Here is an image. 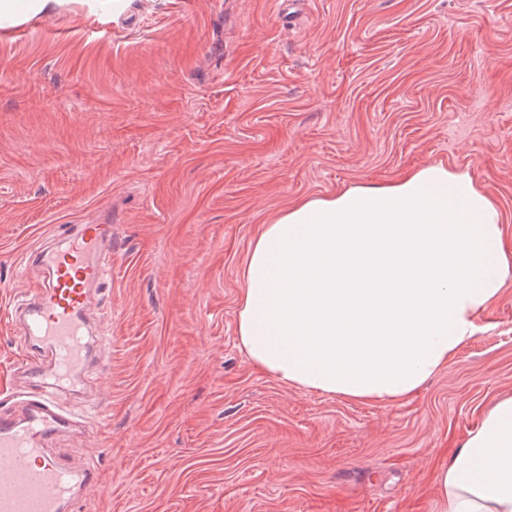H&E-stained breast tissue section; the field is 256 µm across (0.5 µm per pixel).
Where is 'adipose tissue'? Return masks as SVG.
<instances>
[{
    "mask_svg": "<svg viewBox=\"0 0 512 512\" xmlns=\"http://www.w3.org/2000/svg\"><path fill=\"white\" fill-rule=\"evenodd\" d=\"M237 336L280 381L353 401L411 395L479 331L512 280L497 202L466 173L300 201L264 225L242 272ZM436 512H512V396L436 474Z\"/></svg>",
    "mask_w": 512,
    "mask_h": 512,
    "instance_id": "ef3b65f1",
    "label": "adipose tissue"
}]
</instances>
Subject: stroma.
Wrapping results in <instances>:
<instances>
[{"label":"stroma","instance_id":"stroma-1","mask_svg":"<svg viewBox=\"0 0 512 512\" xmlns=\"http://www.w3.org/2000/svg\"><path fill=\"white\" fill-rule=\"evenodd\" d=\"M0 283L64 224L114 225L104 418L76 512H435V474L512 394V284L405 399L284 384L237 336L242 270L293 203L432 163L512 250V0H18L0 17ZM0 297V403L22 335Z\"/></svg>","mask_w":512,"mask_h":512}]
</instances>
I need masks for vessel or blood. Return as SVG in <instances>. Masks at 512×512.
<instances>
[{
  "mask_svg": "<svg viewBox=\"0 0 512 512\" xmlns=\"http://www.w3.org/2000/svg\"><path fill=\"white\" fill-rule=\"evenodd\" d=\"M28 261L40 279L11 315L24 328L21 369L34 393L0 411V512H73L97 470L73 467L48 442L69 429V403L85 392L96 341L89 309L112 271V227L67 225Z\"/></svg>",
  "mask_w": 512,
  "mask_h": 512,
  "instance_id": "1",
  "label": "vessel or blood"
}]
</instances>
